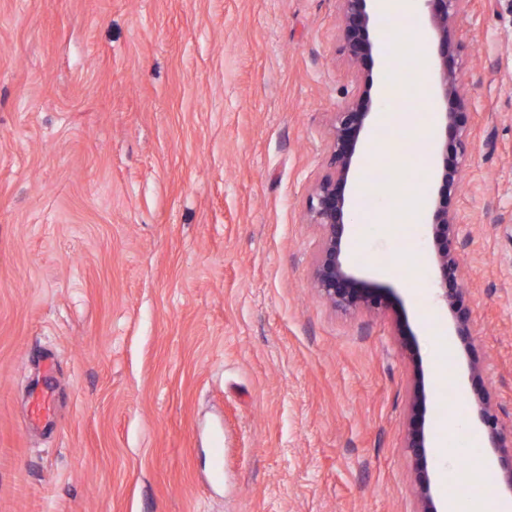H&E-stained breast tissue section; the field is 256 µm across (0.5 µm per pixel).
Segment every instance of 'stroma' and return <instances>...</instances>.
Masks as SVG:
<instances>
[{
	"label": "stroma",
	"mask_w": 512,
	"mask_h": 512,
	"mask_svg": "<svg viewBox=\"0 0 512 512\" xmlns=\"http://www.w3.org/2000/svg\"><path fill=\"white\" fill-rule=\"evenodd\" d=\"M457 27L470 149L448 211L468 349L433 301L438 186L415 166L380 192L366 154L352 183L361 210L421 190L408 238L358 222L349 244L398 302L342 312L311 278L334 112L396 83L442 134V104L400 63L432 69L425 11L379 14L366 83L338 0H0V512H420L416 384L433 424L476 430L458 385L477 362L512 425V0H469ZM44 353L50 427L29 417ZM428 470L436 503L471 487L437 449Z\"/></svg>",
	"instance_id": "obj_1"
}]
</instances>
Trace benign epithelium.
Segmentation results:
<instances>
[{
    "label": "benign epithelium",
    "mask_w": 512,
    "mask_h": 512,
    "mask_svg": "<svg viewBox=\"0 0 512 512\" xmlns=\"http://www.w3.org/2000/svg\"><path fill=\"white\" fill-rule=\"evenodd\" d=\"M375 0H339L343 49L358 69L371 70L379 48L369 35L377 12L368 10ZM429 21L438 39L434 67L438 91L452 111L444 112L446 126L454 135L456 160L443 166L440 173L442 194L460 190V176L468 156L469 133L464 98L457 82V66L462 43L456 40L455 23L465 11L468 0H424ZM373 102L363 91L352 95L336 112L330 129L329 171L312 187L307 201V220L322 234L319 255L312 273L320 294L336 309L347 312L365 308L383 311L393 301L391 290L362 278L348 264L345 252L352 233L349 222L352 198L349 193L353 172L362 159L373 126ZM456 224L448 209L439 206L432 215V240L435 249L438 299L449 308L456 335L465 343L471 340V308L459 280L461 265L455 248ZM474 404L480 427L491 447L501 455L512 456V429H507L490 394L480 381L476 362L469 364ZM426 396L418 387L407 448L416 463L421 512H439L431 493V477L426 467L428 441L425 434Z\"/></svg>",
    "instance_id": "1"
}]
</instances>
